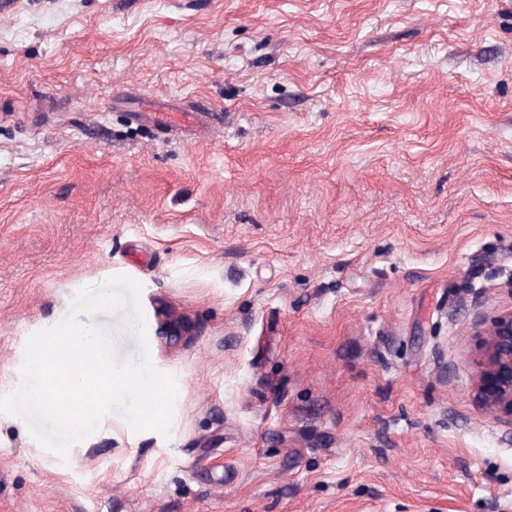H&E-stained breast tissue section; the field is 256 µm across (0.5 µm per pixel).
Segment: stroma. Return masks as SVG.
Segmentation results:
<instances>
[{
  "instance_id": "obj_1",
  "label": "stroma",
  "mask_w": 512,
  "mask_h": 512,
  "mask_svg": "<svg viewBox=\"0 0 512 512\" xmlns=\"http://www.w3.org/2000/svg\"><path fill=\"white\" fill-rule=\"evenodd\" d=\"M118 274L170 434L111 415L64 458L0 415V512H512L472 392L512 311V0H12L0 395ZM132 116L135 120H145L151 123L154 126H157L160 129H166L169 133H176L178 129L183 130V128L189 127L190 124L198 123L200 121L201 116L203 115L201 112H194L195 114L192 117V120L186 124L181 125L183 121H185V115H178L180 118L179 122L175 121V116L178 112H172L171 108L165 104H154L150 107L149 112H132Z\"/></svg>"
}]
</instances>
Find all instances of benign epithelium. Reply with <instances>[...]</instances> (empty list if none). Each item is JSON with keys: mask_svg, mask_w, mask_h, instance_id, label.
<instances>
[{"mask_svg": "<svg viewBox=\"0 0 512 512\" xmlns=\"http://www.w3.org/2000/svg\"><path fill=\"white\" fill-rule=\"evenodd\" d=\"M475 328L483 337L474 361L476 398L484 409L512 425V311L487 327L478 321Z\"/></svg>", "mask_w": 512, "mask_h": 512, "instance_id": "7a95c632", "label": "benign epithelium"}]
</instances>
